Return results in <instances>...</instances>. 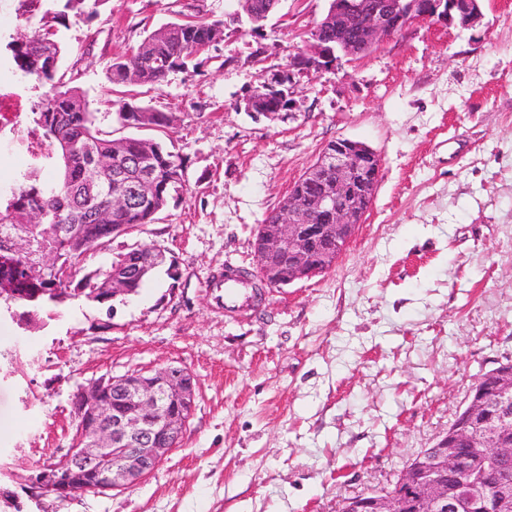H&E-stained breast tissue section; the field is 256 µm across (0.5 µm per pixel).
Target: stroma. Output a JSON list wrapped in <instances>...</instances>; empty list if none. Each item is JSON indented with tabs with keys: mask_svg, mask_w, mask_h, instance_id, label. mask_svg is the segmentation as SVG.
<instances>
[{
	"mask_svg": "<svg viewBox=\"0 0 512 512\" xmlns=\"http://www.w3.org/2000/svg\"><path fill=\"white\" fill-rule=\"evenodd\" d=\"M327 6L280 0L256 32L238 0H106L59 26L62 72L112 128L114 58L169 22L225 23L196 67L123 94L173 116L185 188L94 264L157 244L166 265L110 307L0 314V512H338L390 488L512 359V0H483L475 30L418 24L335 71L289 72ZM287 72L288 111H246ZM339 137L381 159L364 224L326 272L226 311L208 281L228 264L256 278L259 225ZM168 366L197 380L179 446L130 489L40 495L77 387Z\"/></svg>",
	"mask_w": 512,
	"mask_h": 512,
	"instance_id": "obj_1",
	"label": "stroma"
}]
</instances>
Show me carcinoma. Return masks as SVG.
Wrapping results in <instances>:
<instances>
[{
	"instance_id": "1",
	"label": "carcinoma",
	"mask_w": 512,
	"mask_h": 512,
	"mask_svg": "<svg viewBox=\"0 0 512 512\" xmlns=\"http://www.w3.org/2000/svg\"><path fill=\"white\" fill-rule=\"evenodd\" d=\"M106 0H37L29 17H40L42 25L30 37H12L4 45L6 60L24 81L34 85L36 93L29 120L39 139L49 143L53 151L45 159L57 168L50 180L43 177L44 165L16 175L8 187L0 188V236L11 229L29 240V248L21 250L0 240V300L17 302L16 294L28 286L41 288H108L112 277L126 278L132 295L138 293L148 275H135L133 268L140 257L127 251L104 267L93 266L98 250L109 240L103 233L105 224H121L127 232L137 230L155 220L172 194L182 187L174 178L177 168L185 167L182 156L171 151L157 138L149 139L150 184L145 193L124 209L111 208V197L122 193L139 181L144 139L114 138L101 128L89 111L79 88L68 86L59 74L63 46L57 40L54 24L63 25L69 12L93 17ZM243 11H251L253 30L262 27L266 0H242ZM221 21L182 20L151 31L136 47L115 58L109 66V80L116 87L130 84L128 73L137 74V85L152 87L165 81L176 68H187L212 46V31L221 29ZM288 87L276 93L261 84L253 89L255 111H275L283 104ZM115 121L123 126L130 119L128 108L137 109L141 122L150 129L163 132L172 117L154 111L149 105L117 100ZM112 158L108 175L109 193L98 194L85 183V167L91 153ZM80 224L88 246L65 239L56 231L59 225Z\"/></svg>"
}]
</instances>
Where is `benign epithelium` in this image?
<instances>
[{
    "label": "benign epithelium",
    "mask_w": 512,
    "mask_h": 512,
    "mask_svg": "<svg viewBox=\"0 0 512 512\" xmlns=\"http://www.w3.org/2000/svg\"><path fill=\"white\" fill-rule=\"evenodd\" d=\"M291 61L298 70L328 71L343 57L361 59L417 23L475 29L482 0H328ZM381 178L377 152L338 138L288 191L275 224L259 227L256 268L281 289L325 272L363 223ZM323 190L310 200L303 187ZM453 427L406 466L395 487L349 497L340 512H512V361L484 373ZM197 382L184 367L108 375L72 394L80 415L66 452L33 478L44 495L67 499L137 485L180 442L195 409ZM458 438L480 448L466 464L451 447ZM457 476L453 488L445 477Z\"/></svg>",
    "instance_id": "obj_1"
}]
</instances>
